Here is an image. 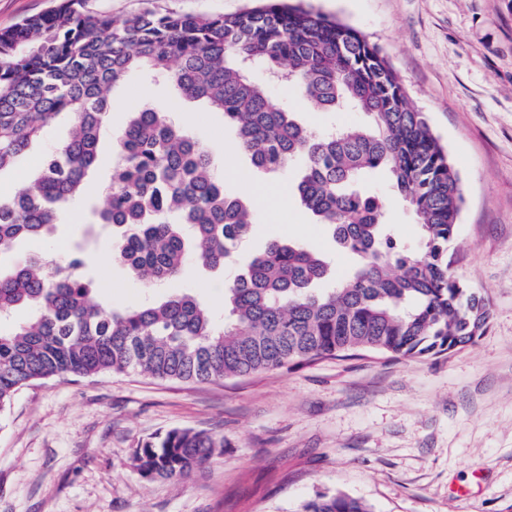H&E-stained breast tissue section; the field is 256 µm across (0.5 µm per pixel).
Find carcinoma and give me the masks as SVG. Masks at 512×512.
Listing matches in <instances>:
<instances>
[{"instance_id": "cac0c4a2", "label": "carcinoma", "mask_w": 512, "mask_h": 512, "mask_svg": "<svg viewBox=\"0 0 512 512\" xmlns=\"http://www.w3.org/2000/svg\"><path fill=\"white\" fill-rule=\"evenodd\" d=\"M141 71L223 113L255 172L276 176L301 163L300 206L357 264L322 288L331 273L320 252L274 240L225 284L219 324L190 293L124 309L95 302L84 258L61 267L30 257L0 272V317L33 311L0 331V411L21 387L69 375L137 371L215 382L358 351L439 356L485 332L490 309L456 276L450 253L460 180L426 114L410 105L376 45L291 0H256L229 16L146 8L125 18L62 0L1 31L0 171L59 118L68 119L70 134L42 158L37 177L0 196V258L20 239L51 234L61 213L86 198L112 89ZM275 73L322 110L353 109L365 121L307 131L273 104ZM116 141L104 204L93 213V223L121 233L114 260L152 287L179 276L192 256L224 265L249 237L255 207L224 190L199 139L157 105L133 113ZM377 170L414 214L419 247L395 236L386 200L363 190ZM222 447V437L172 429L136 449L133 461L145 476L183 478ZM298 512L373 508L321 493Z\"/></svg>"}]
</instances>
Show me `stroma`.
Listing matches in <instances>:
<instances>
[{
    "label": "stroma",
    "mask_w": 512,
    "mask_h": 512,
    "mask_svg": "<svg viewBox=\"0 0 512 512\" xmlns=\"http://www.w3.org/2000/svg\"><path fill=\"white\" fill-rule=\"evenodd\" d=\"M306 2L378 45L447 149L464 195L454 267L491 308L486 332L436 357L361 353L218 382L131 371L32 383L0 412V512H297L323 492L364 500L374 512H512V0ZM249 4L153 0L163 12L211 16ZM112 95L123 109L100 135L92 193L50 237L19 241L13 261L44 254L62 264L80 251L95 300L124 308L191 293L219 316L225 280L273 239L323 252L337 275L350 270L327 228L298 204H280L298 176L293 167L259 182L255 224L235 264L211 271L191 263L179 279L146 289L111 260V234L89 223L131 113L178 101V121L206 145L230 192L250 164L235 153L223 114L179 100L164 78L136 74ZM272 99L315 133L363 119L303 108L286 85L273 86ZM67 131L64 118L49 127L0 172V192L34 174ZM366 189L387 196L390 223L416 245L415 218L387 177L373 173ZM176 428L222 436L224 445L182 479L142 475L135 449Z\"/></svg>",
    "instance_id": "obj_1"
}]
</instances>
